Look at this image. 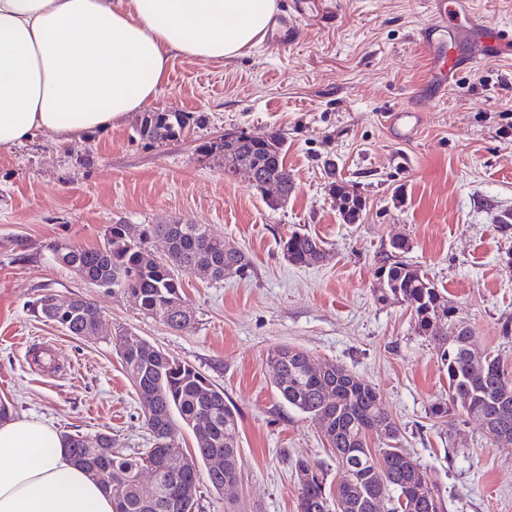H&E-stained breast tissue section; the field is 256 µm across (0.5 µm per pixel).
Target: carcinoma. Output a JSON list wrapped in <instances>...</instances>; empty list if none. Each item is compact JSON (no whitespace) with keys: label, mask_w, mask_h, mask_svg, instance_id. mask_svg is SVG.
<instances>
[{"label":"carcinoma","mask_w":512,"mask_h":512,"mask_svg":"<svg viewBox=\"0 0 512 512\" xmlns=\"http://www.w3.org/2000/svg\"><path fill=\"white\" fill-rule=\"evenodd\" d=\"M148 119L151 129L145 142L152 145L180 138L191 116L176 110L151 112L140 123ZM234 135L233 146L264 161L268 175L282 181L283 196H288L293 181L285 163L281 134H272V153L253 148L244 130ZM330 191L343 193L340 208L348 212L349 221L360 218L363 201L357 193L334 182ZM158 246L167 248L165 259L145 260L143 252ZM391 248L380 267L385 273V287L375 289V298L379 303L397 302L410 308L415 330L432 339L448 373V399L432 404L430 415L450 422L463 414L473 415L512 437V380L500 360L485 353L483 373H466L462 359L474 349L466 330L458 328L456 333L448 334L453 327L454 308L424 272L403 259L402 253L409 249L406 242L393 243ZM282 250L295 265H312L324 256L317 239L298 231L282 240ZM51 253L56 262L98 286L117 288L133 296L144 315L174 330L186 328L183 312L187 306L180 275L209 261L221 265L233 262L239 273H250L248 257L239 250H228L224 240L211 235L204 224H143L134 240L128 237L126 225L112 224L98 247L63 241L54 244ZM52 297L51 293L39 296L32 304L33 311L71 336L88 335L100 312L97 305L80 298L76 306L63 308L52 302ZM112 345L129 380L138 381L135 391L152 446L133 452L114 448L110 455L101 457L93 448L95 442L79 434L64 436V446L73 462L96 479H101V471L112 470L109 490L116 512H170L166 491L171 471L177 470L182 460L191 458V466L198 472L215 453L239 456L238 413L224 400V391L193 365L148 347L146 339L135 332L116 329ZM308 358L303 350L281 345L267 352L266 362L288 371V384L276 379L274 385L289 406L331 421L326 439L336 470H352L356 484L353 488L341 485L335 494L327 488L322 465L300 459L294 464L295 475L307 474L306 479H297L300 512H333L332 500L337 495L345 504L342 512H443L441 500L429 487L427 472L398 446L400 426L391 419L376 389L342 365L332 364L321 374L312 372L306 366ZM378 418L390 420V429L373 426ZM202 421L209 427L208 434L196 441L192 452H184L179 428L192 430ZM143 469L160 471V494L152 502L142 500L133 484ZM240 476L237 462L221 473L206 472L207 482L217 492ZM200 480L197 476L184 481V501L194 509L198 506Z\"/></svg>","instance_id":"carcinoma-1"}]
</instances>
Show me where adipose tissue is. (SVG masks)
Segmentation results:
<instances>
[{"mask_svg":"<svg viewBox=\"0 0 512 512\" xmlns=\"http://www.w3.org/2000/svg\"><path fill=\"white\" fill-rule=\"evenodd\" d=\"M277 0H0V151L67 144L143 110L174 57L221 61L260 45ZM0 512H115L51 425L0 422Z\"/></svg>","mask_w":512,"mask_h":512,"instance_id":"adipose-tissue-1","label":"adipose tissue"}]
</instances>
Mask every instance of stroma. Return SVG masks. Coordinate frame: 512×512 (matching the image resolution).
<instances>
[{
    "mask_svg": "<svg viewBox=\"0 0 512 512\" xmlns=\"http://www.w3.org/2000/svg\"><path fill=\"white\" fill-rule=\"evenodd\" d=\"M287 39L268 35L245 57L174 58L148 109L194 121L181 138L147 145L133 113L106 135L61 145L37 136L0 151V398L16 415L60 434L115 447H149L136 393L110 343L124 326L213 384L239 414L242 482L201 484L196 512H298L294 463H336L317 419L288 406L266 361L288 344L373 385L401 428L399 441L427 472L444 512H512V444L495 445L481 421L432 418L448 374L406 305L377 302L379 267L406 240L405 260L425 271L475 349L512 379V55L427 84L421 31L435 0H277ZM407 108L417 130L395 140L386 112ZM284 138L288 197L224 170L200 143L231 130ZM339 183L364 209L345 223L329 193ZM208 225L252 263L249 277L183 275L191 324L176 331L134 299L93 286L56 264L50 248L102 244L112 224ZM298 230L323 242L324 259L297 266L279 241ZM50 291L82 296L102 312L100 334L69 336L35 317Z\"/></svg>",
    "mask_w": 512,
    "mask_h": 512,
    "instance_id": "35a3bbf8",
    "label": "stroma"
}]
</instances>
